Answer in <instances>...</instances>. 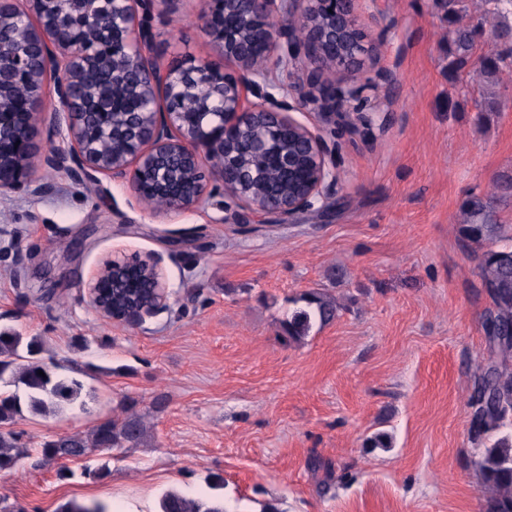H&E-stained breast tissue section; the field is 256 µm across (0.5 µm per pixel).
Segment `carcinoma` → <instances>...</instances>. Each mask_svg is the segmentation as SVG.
<instances>
[{
    "instance_id": "1",
    "label": "carcinoma",
    "mask_w": 512,
    "mask_h": 512,
    "mask_svg": "<svg viewBox=\"0 0 512 512\" xmlns=\"http://www.w3.org/2000/svg\"><path fill=\"white\" fill-rule=\"evenodd\" d=\"M512 0H485L494 5L487 14L476 19L472 16L469 0H444L448 20L459 23L454 30L449 54L454 61L463 63L472 55L477 42V29L493 40L512 38V20L499 9V4ZM488 78L512 74V44L508 45L492 62L481 64ZM139 82L135 73L125 77L122 88L110 105L119 111L132 112L140 102L130 94V88ZM251 169L265 174L268 184H277V155L270 153L250 161ZM512 191V178L482 194L470 196L460 207L457 221L466 238L473 243H484L503 236L508 225L500 222L501 197ZM479 274L483 287L491 299L487 310L485 329L489 340V357L470 395L471 439L483 446L475 466L480 474L481 492L485 512H512V434L491 439L494 432L512 424V248L488 250L479 258ZM311 310L298 312L288 318L285 331L288 339L298 341L309 330L311 321L329 322L339 311L335 300L320 294L308 298ZM25 353H20V347ZM42 345L35 338L22 343V337L11 329H0V376L11 371L6 385L15 387L9 394H0V471L13 468L24 454L17 432L16 420L24 412L51 414L63 402H72L80 395L82 382L63 378L52 372L41 358ZM43 374H38V371ZM149 427L144 416L128 409L121 418L99 422L88 435H56L44 441L39 450L47 462L76 460L96 452L114 448H138L148 437ZM493 443H488V440ZM161 512H224L218 500L204 501L189 498L179 492L166 493L160 503ZM56 512H107L96 501L79 503L68 501Z\"/></svg>"
}]
</instances>
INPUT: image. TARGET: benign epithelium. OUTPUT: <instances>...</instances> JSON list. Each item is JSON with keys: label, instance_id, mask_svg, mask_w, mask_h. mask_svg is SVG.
<instances>
[{"label": "benign epithelium", "instance_id": "obj_1", "mask_svg": "<svg viewBox=\"0 0 512 512\" xmlns=\"http://www.w3.org/2000/svg\"><path fill=\"white\" fill-rule=\"evenodd\" d=\"M166 0H84L83 16L96 26L85 41L69 36V21L51 13L44 0H12L14 9L0 11V32L29 26L37 32L40 67L32 68L26 55L13 52L0 40V73L25 78V84L42 88L47 71L54 72L57 105L49 137L59 135L68 147L36 153L37 113L29 111L30 94L0 88V190L46 193L51 185H32L33 164L61 172L75 182H95L105 175L127 183L136 200L146 202L141 190L151 182L153 194L169 199L167 209L183 211L204 205V171L224 186V195L237 206L267 222H283L305 213L321 214L325 200L336 184V164L323 136L292 118L293 112H314L325 126L348 131L369 128L379 120V110L366 109L364 86L353 80L336 81L331 75L354 67L366 51L365 35L356 28L355 0H222L224 17L234 23L205 32L235 65L222 71L210 62L189 59L172 68L161 67L156 50L152 18ZM303 19L302 37L286 24L288 18ZM112 39V60L105 64L103 79L112 89L122 86L128 70L144 77L137 93L142 107L109 120L106 149L92 140L84 127L85 111L102 110L105 101L91 94L75 98L74 89L86 81L87 70L96 62L97 44ZM265 46L256 53V42ZM317 57V66L306 74L307 89L296 96L280 93L267 80V70L287 60ZM190 105L196 121L184 120V105ZM287 127L311 146L309 176L304 184L281 193L253 191L243 158L271 148V135ZM126 259L115 255L103 262L88 282V297L95 309L113 321L112 271ZM145 274L158 293L156 304L134 308L131 319L140 324L166 309L169 292L161 259L141 260Z\"/></svg>", "mask_w": 512, "mask_h": 512}]
</instances>
